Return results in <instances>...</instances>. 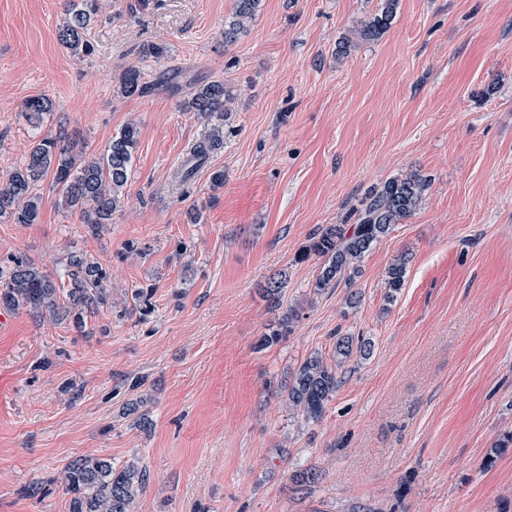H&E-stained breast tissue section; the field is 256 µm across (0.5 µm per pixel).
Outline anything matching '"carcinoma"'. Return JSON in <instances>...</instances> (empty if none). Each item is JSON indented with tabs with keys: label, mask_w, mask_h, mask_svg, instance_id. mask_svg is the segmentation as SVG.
I'll list each match as a JSON object with an SVG mask.
<instances>
[{
	"label": "carcinoma",
	"mask_w": 512,
	"mask_h": 512,
	"mask_svg": "<svg viewBox=\"0 0 512 512\" xmlns=\"http://www.w3.org/2000/svg\"><path fill=\"white\" fill-rule=\"evenodd\" d=\"M260 0H236L232 17L224 21V44L232 45L256 15ZM398 0H381L379 10L357 32L365 41L381 38L394 18ZM66 16L58 31L59 42L75 55L90 51L86 32L100 13L99 0H66ZM143 72L131 67L123 71L118 91L123 97L141 96L148 92ZM231 91L221 80L196 87L184 108L198 114L211 125L207 138L191 148L181 171V181H189L209 155L224 146V113ZM36 133L23 162L0 177V218L13 224L38 222L42 196L37 188L50 180L58 195V205L77 212L91 236H98L112 224L113 215L123 205L139 131L128 123L101 151L88 152L61 129L56 134L40 132L44 116L52 105L44 97L26 101ZM429 181L419 174L390 180L371 196L357 214L353 224L330 225L319 229L310 243L297 255L302 262L315 256L321 260L314 290L337 287L341 279L352 283L359 273V262L372 247L387 236L396 224L411 217L420 206ZM407 259H396L387 269V299L403 288ZM109 269L85 252H70L66 262L50 270L26 258L10 255L0 260V306L24 308L40 319L68 320L77 328L99 308L112 304L108 288ZM297 317L289 311L282 328L260 338L258 347L277 344L291 332ZM365 355L371 344L354 345L351 336L336 339V362H345L353 350ZM339 380L336 369L324 363L321 356L304 358L293 372L286 388L288 404L316 421L334 398ZM60 484L69 496V512H135L139 493L149 481L147 467L138 459L115 464L95 455H81L68 462L59 475Z\"/></svg>",
	"instance_id": "cac0c4a2"
}]
</instances>
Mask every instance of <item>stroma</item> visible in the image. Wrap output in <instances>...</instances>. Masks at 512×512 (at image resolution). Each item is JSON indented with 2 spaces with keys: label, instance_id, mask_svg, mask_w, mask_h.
<instances>
[{
  "label": "stroma",
  "instance_id": "stroma-1",
  "mask_svg": "<svg viewBox=\"0 0 512 512\" xmlns=\"http://www.w3.org/2000/svg\"><path fill=\"white\" fill-rule=\"evenodd\" d=\"M102 4L79 59L57 37L65 0H0V174L29 149L35 96L53 102L46 131L91 150L140 131L100 236L46 182L38 223L0 221V256L83 251L112 283L84 329L23 309L0 324V512H69L55 478L87 453L146 464L136 512H512V0H399L371 42L353 32L379 0H262L230 46L235 0ZM151 43L166 55L143 58ZM131 66L144 96L117 93ZM218 79L235 95L224 146L178 185L208 134L181 104ZM414 172L431 181L420 207L353 285L315 293L318 258L295 260L312 233L354 223L374 189ZM292 308L287 338L258 348ZM339 332L371 352L305 419L284 387L311 353L335 364ZM138 399L145 429L124 413ZM309 469L319 480L294 492ZM407 271V259L400 257L396 259L387 269L386 288H388L387 299L393 300L394 296L403 288Z\"/></svg>",
  "mask_w": 512,
  "mask_h": 512
}]
</instances>
